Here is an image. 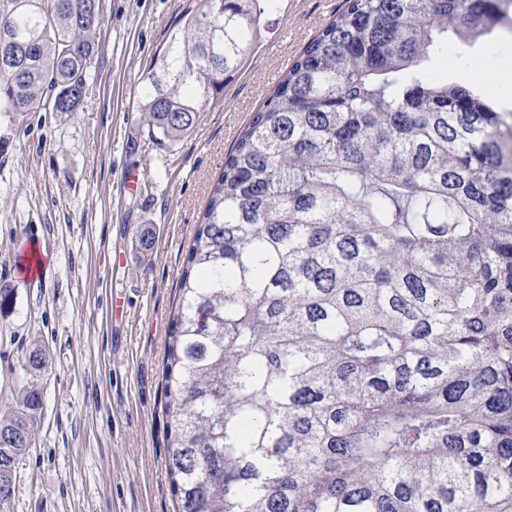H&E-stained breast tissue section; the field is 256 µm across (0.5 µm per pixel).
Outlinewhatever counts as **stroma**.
I'll list each match as a JSON object with an SVG mask.
<instances>
[{
    "label": "stroma",
    "instance_id": "obj_1",
    "mask_svg": "<svg viewBox=\"0 0 512 512\" xmlns=\"http://www.w3.org/2000/svg\"><path fill=\"white\" fill-rule=\"evenodd\" d=\"M198 0H101L94 76L73 112L0 114V417L21 387L42 405L8 512H175L162 363L186 250L224 156L283 72L344 0H267L264 26L224 94L167 148L137 122L143 79ZM509 41L448 44L438 78L476 63L512 109ZM150 225V254L136 230ZM43 274L22 280L25 243ZM43 348L47 366L25 371Z\"/></svg>",
    "mask_w": 512,
    "mask_h": 512
}]
</instances>
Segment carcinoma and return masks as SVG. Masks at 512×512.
Returning a JSON list of instances; mask_svg holds the SVG:
<instances>
[{
  "label": "carcinoma",
  "mask_w": 512,
  "mask_h": 512,
  "mask_svg": "<svg viewBox=\"0 0 512 512\" xmlns=\"http://www.w3.org/2000/svg\"><path fill=\"white\" fill-rule=\"evenodd\" d=\"M512 0H345L224 157L162 377L178 512H512V113L435 80ZM265 12L199 0L144 78L159 148ZM100 0H0V113L72 112ZM42 404L0 419V512Z\"/></svg>",
  "instance_id": "carcinoma-1"
}]
</instances>
